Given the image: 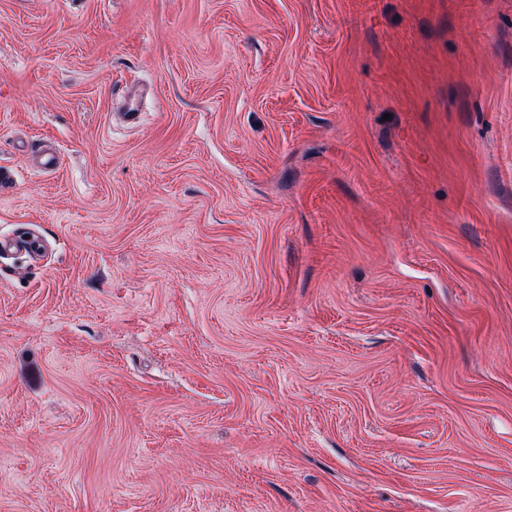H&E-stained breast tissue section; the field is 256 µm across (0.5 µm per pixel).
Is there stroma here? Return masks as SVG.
<instances>
[{
  "label": "stroma",
  "instance_id": "1",
  "mask_svg": "<svg viewBox=\"0 0 512 512\" xmlns=\"http://www.w3.org/2000/svg\"><path fill=\"white\" fill-rule=\"evenodd\" d=\"M0 167V512H512V0H0Z\"/></svg>",
  "mask_w": 512,
  "mask_h": 512
}]
</instances>
